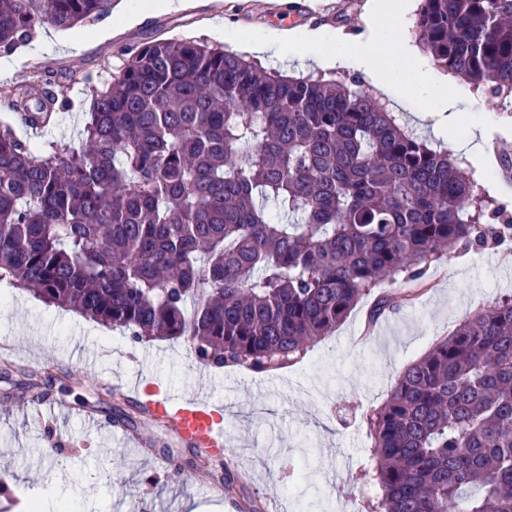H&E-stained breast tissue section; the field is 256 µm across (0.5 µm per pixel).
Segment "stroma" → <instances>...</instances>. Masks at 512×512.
I'll list each match as a JSON object with an SVG mask.
<instances>
[{
	"mask_svg": "<svg viewBox=\"0 0 512 512\" xmlns=\"http://www.w3.org/2000/svg\"><path fill=\"white\" fill-rule=\"evenodd\" d=\"M283 0H186L125 18L143 0H117L111 16L69 30L47 27L34 41L0 52V121L40 148L46 138L79 143L89 107L88 82H102L129 52L157 39L193 38L243 52L270 28H318L357 36L366 29V0H312L316 13L283 10ZM45 67L51 90L69 98L48 132L32 131L12 108L34 64ZM459 108L484 126L489 151L512 148V112L498 99L474 96L460 83ZM482 199L512 217V180L500 165L468 162ZM429 287L416 299L403 295V277L384 282L361 299L333 336L295 364L257 374L242 367L209 370L176 341L132 344L117 330L0 281V339L10 342L0 360V512H12L17 493L35 498L47 480L67 478L78 512H368L377 484L370 460L368 419L387 400L403 369L433 342L488 305L512 299V237L479 249L458 250L433 262ZM397 295L376 321V297ZM50 377L40 397L25 389L26 372ZM141 376L158 394L205 391L221 406L228 445L222 460L232 489L216 496L210 479L187 467V443L164 428L128 429L109 423V409L132 410L128 386ZM166 454L171 469L153 476L150 455ZM302 467L301 480L288 471Z\"/></svg>",
	"mask_w": 512,
	"mask_h": 512,
	"instance_id": "35a3bbf8",
	"label": "stroma"
}]
</instances>
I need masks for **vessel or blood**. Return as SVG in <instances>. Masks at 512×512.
Instances as JSON below:
<instances>
[{
	"label": "vessel or blood",
	"instance_id": "1",
	"mask_svg": "<svg viewBox=\"0 0 512 512\" xmlns=\"http://www.w3.org/2000/svg\"><path fill=\"white\" fill-rule=\"evenodd\" d=\"M146 404L154 419L169 427L185 442L212 450L222 449L226 441L219 406L200 396L175 398L149 397Z\"/></svg>",
	"mask_w": 512,
	"mask_h": 512
}]
</instances>
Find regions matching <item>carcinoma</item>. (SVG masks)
<instances>
[{
  "mask_svg": "<svg viewBox=\"0 0 512 512\" xmlns=\"http://www.w3.org/2000/svg\"><path fill=\"white\" fill-rule=\"evenodd\" d=\"M115 0H0V51ZM419 50L512 103V0H421ZM83 146L39 150L0 123V280L120 327L182 340L206 367L267 373L333 335L383 279L512 218L474 205L464 161L429 146L360 82L290 76L222 45L160 39L89 83ZM67 104L41 70L12 108ZM370 512H512V300L406 366L369 418Z\"/></svg>",
  "mask_w": 512,
  "mask_h": 512,
  "instance_id": "cac0c4a2",
  "label": "carcinoma"
}]
</instances>
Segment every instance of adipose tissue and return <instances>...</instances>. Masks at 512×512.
<instances>
[{"mask_svg":"<svg viewBox=\"0 0 512 512\" xmlns=\"http://www.w3.org/2000/svg\"><path fill=\"white\" fill-rule=\"evenodd\" d=\"M368 31L358 40L337 35L324 38L321 30L270 31L265 41L254 43V53L272 44L302 47L315 62L328 67H350L364 74L378 94H395L400 102L437 120L435 132L449 138L454 150L481 156L483 131L478 123H465L457 108L459 87L453 79H440L428 70L410 67L417 49L401 37L409 10L407 0H368Z\"/></svg>","mask_w":512,"mask_h":512,"instance_id":"adipose-tissue-1","label":"adipose tissue"}]
</instances>
